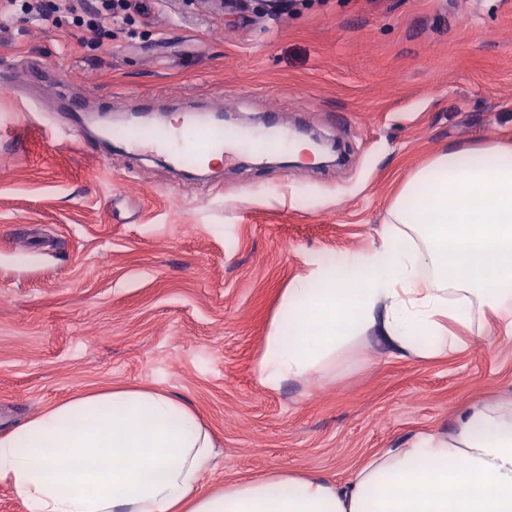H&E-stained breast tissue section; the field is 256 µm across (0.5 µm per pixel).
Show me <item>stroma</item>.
I'll list each match as a JSON object with an SVG mask.
<instances>
[{
    "mask_svg": "<svg viewBox=\"0 0 512 512\" xmlns=\"http://www.w3.org/2000/svg\"><path fill=\"white\" fill-rule=\"evenodd\" d=\"M91 51L69 14L0 17V69L49 122L83 104L82 140L0 142V435L76 394L153 386L186 401L222 454L206 486L298 468L346 483L423 431H452L471 401L512 396V337L434 362L378 340L333 380L266 389L271 316L314 256L368 248L411 172L449 145L512 141V0H136ZM115 112L287 113L350 150L330 167L225 156L205 174L106 149Z\"/></svg>",
    "mask_w": 512,
    "mask_h": 512,
    "instance_id": "obj_1",
    "label": "stroma"
}]
</instances>
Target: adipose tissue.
<instances>
[{
	"mask_svg": "<svg viewBox=\"0 0 512 512\" xmlns=\"http://www.w3.org/2000/svg\"><path fill=\"white\" fill-rule=\"evenodd\" d=\"M312 266L269 323L257 362L269 390L347 370L372 337L428 362L474 331L511 336L512 146L449 147L411 174L370 248ZM217 455L185 402L117 387L0 437V484L26 512H512V398L373 454L345 486L271 469L215 490L203 479Z\"/></svg>",
	"mask_w": 512,
	"mask_h": 512,
	"instance_id": "obj_1",
	"label": "adipose tissue"
}]
</instances>
